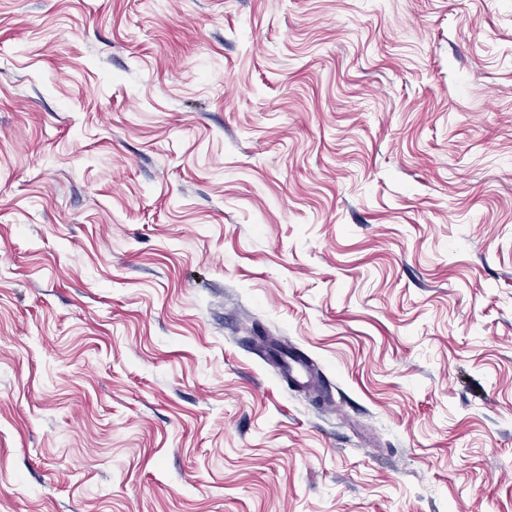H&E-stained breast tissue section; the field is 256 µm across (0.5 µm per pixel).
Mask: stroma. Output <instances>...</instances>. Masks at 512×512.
Here are the masks:
<instances>
[{"instance_id":"stroma-1","label":"stroma","mask_w":512,"mask_h":512,"mask_svg":"<svg viewBox=\"0 0 512 512\" xmlns=\"http://www.w3.org/2000/svg\"><path fill=\"white\" fill-rule=\"evenodd\" d=\"M0 512H512V0H0ZM284 367L288 372V377L293 380L300 389L310 390L314 388L315 374L305 360H298L288 356Z\"/></svg>"}]
</instances>
